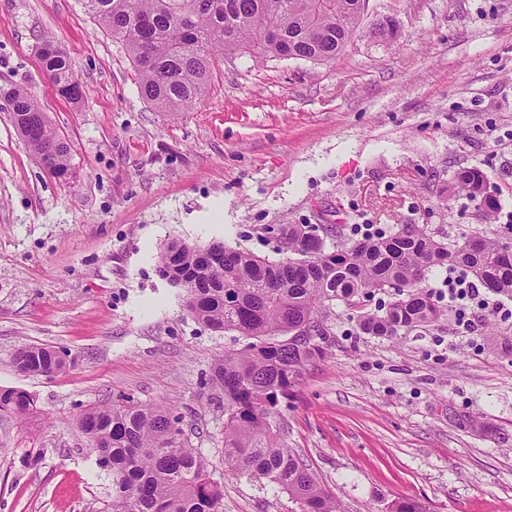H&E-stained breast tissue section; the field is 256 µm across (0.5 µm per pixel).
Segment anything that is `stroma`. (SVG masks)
Listing matches in <instances>:
<instances>
[{
	"label": "stroma",
	"mask_w": 512,
	"mask_h": 512,
	"mask_svg": "<svg viewBox=\"0 0 512 512\" xmlns=\"http://www.w3.org/2000/svg\"><path fill=\"white\" fill-rule=\"evenodd\" d=\"M389 16L397 35L373 33ZM53 38L83 87L72 106L45 75ZM30 90L70 145L54 178L0 98V387L37 413L0 414V512H105L112 474L76 417L130 398L174 407L224 488L223 512H299L276 484L224 466V398L206 383L244 345L186 310L158 272L171 241L221 242L277 259V224H427L463 242L512 235V0H366L332 62L224 55L200 105L178 116L143 100L135 69L84 0H0V89ZM483 170L485 222L445 188ZM220 210L221 220L207 216ZM445 270L424 281L439 322L367 336L337 305L323 360L270 419L341 512H512V298L459 333ZM24 344L73 366L26 375Z\"/></svg>",
	"instance_id": "stroma-1"
}]
</instances>
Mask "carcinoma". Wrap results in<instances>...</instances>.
I'll return each instance as SVG.
<instances>
[{
	"instance_id": "carcinoma-1",
	"label": "carcinoma",
	"mask_w": 512,
	"mask_h": 512,
	"mask_svg": "<svg viewBox=\"0 0 512 512\" xmlns=\"http://www.w3.org/2000/svg\"><path fill=\"white\" fill-rule=\"evenodd\" d=\"M358 0H86L100 27L120 42L137 71L140 91L156 110L176 116L199 103L212 70L226 53L254 58H306L330 62L360 26ZM43 68L58 94L77 104L83 90L70 59L54 41L42 42ZM14 126L53 176H71L70 144L28 90L0 92ZM476 167L458 170L449 195L464 193L486 216L494 200ZM341 225L280 224L275 239L289 256L278 261L212 243L172 242L161 251L159 271L187 288L186 308L214 331L247 339L210 368V384L224 394V465L266 479L288 493L300 512H339L335 498L304 460L287 448L269 421L270 409L323 357L325 324L336 302L356 305L365 296L397 289L385 311L360 316L373 336L431 325L441 308L422 286L437 267L463 270L497 293L512 297V243L474 234L463 243L426 224L346 239ZM24 374L57 373L68 361L42 345L13 356ZM36 403L26 391L0 387V413L24 416ZM180 416L163 405L127 400L84 409L82 432L93 436L101 465L112 471L107 512H223L224 490Z\"/></svg>"
}]
</instances>
